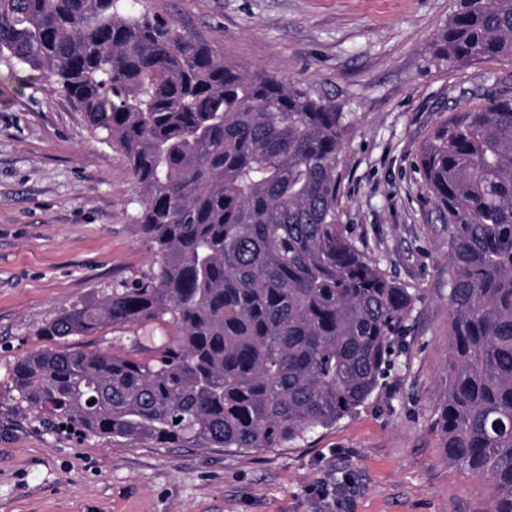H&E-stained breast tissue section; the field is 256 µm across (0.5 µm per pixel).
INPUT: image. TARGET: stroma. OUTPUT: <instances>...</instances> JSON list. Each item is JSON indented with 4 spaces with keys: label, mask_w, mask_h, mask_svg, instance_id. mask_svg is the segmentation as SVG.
<instances>
[{
    "label": "stroma",
    "mask_w": 512,
    "mask_h": 512,
    "mask_svg": "<svg viewBox=\"0 0 512 512\" xmlns=\"http://www.w3.org/2000/svg\"><path fill=\"white\" fill-rule=\"evenodd\" d=\"M457 0H144L228 59L345 112L340 222L416 300L373 399L295 448H161L93 437L21 402L12 369L42 349L148 358L126 329L38 328L149 272L122 155L49 73L0 67V512H488V483L448 464V222L413 168L439 117L512 87V59L449 68L434 39Z\"/></svg>",
    "instance_id": "stroma-1"
}]
</instances>
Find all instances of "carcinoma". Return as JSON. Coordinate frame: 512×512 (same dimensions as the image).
Here are the masks:
<instances>
[{
  "label": "carcinoma",
  "instance_id": "obj_1",
  "mask_svg": "<svg viewBox=\"0 0 512 512\" xmlns=\"http://www.w3.org/2000/svg\"><path fill=\"white\" fill-rule=\"evenodd\" d=\"M450 68L512 59V0H458ZM57 91L120 153L156 267L38 329H169L146 360L41 350L20 401L83 434L161 448H295L390 371L414 304L340 224L346 115L123 0H0V65ZM415 168L448 219V462L512 512V90L440 118Z\"/></svg>",
  "mask_w": 512,
  "mask_h": 512
}]
</instances>
